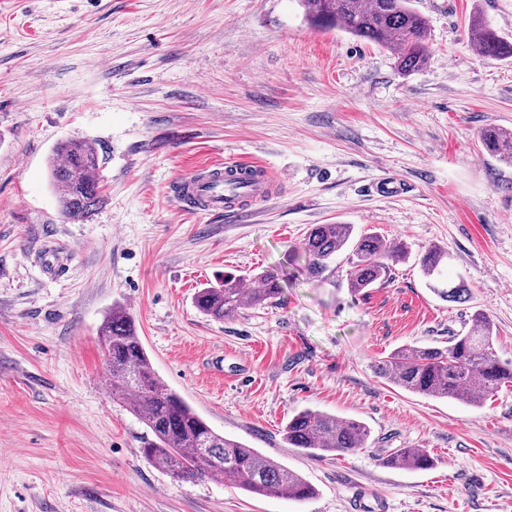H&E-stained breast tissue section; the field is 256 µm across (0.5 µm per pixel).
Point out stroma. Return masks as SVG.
Listing matches in <instances>:
<instances>
[{"label":"stroma","instance_id":"1","mask_svg":"<svg viewBox=\"0 0 512 512\" xmlns=\"http://www.w3.org/2000/svg\"><path fill=\"white\" fill-rule=\"evenodd\" d=\"M431 55L402 74L386 47L317 29L297 0H0V512H512V383L478 406L411 393L375 364L445 346L490 319L512 362V166L481 129L512 130V60L482 57L479 13L512 38V0H414ZM90 141L102 206L66 220L47 177L56 143ZM261 163L271 196L247 217L183 209L172 189L210 162ZM392 177L398 196L370 186ZM315 224L374 230L408 254L352 293L299 272ZM445 249L466 303L427 288L417 259ZM274 273L272 304L198 313L218 274ZM127 308L162 382L219 434L317 490L303 502L205 478L174 480L114 401L98 342ZM364 422L367 448L288 447L292 415ZM422 448L432 469L382 464Z\"/></svg>","mask_w":512,"mask_h":512}]
</instances>
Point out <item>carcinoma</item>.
<instances>
[{
	"label": "carcinoma",
	"instance_id": "carcinoma-1",
	"mask_svg": "<svg viewBox=\"0 0 512 512\" xmlns=\"http://www.w3.org/2000/svg\"><path fill=\"white\" fill-rule=\"evenodd\" d=\"M306 20L317 28L338 27L349 34L391 49L405 72L429 60L427 19L410 7V0H299ZM468 33L481 56L512 59V40L501 36L482 17L474 16ZM483 148L512 165V131L488 127L480 131ZM99 152L91 142L58 143L48 160L49 181L63 217L84 221L103 204L96 170ZM305 272L320 282L336 276V257L345 254L346 280L359 293L391 278L393 265L405 258L404 245L392 246L376 232L354 234L351 224H314L302 242ZM448 252L432 246L419 258L429 288L442 300L464 303L469 288L442 278ZM256 281L259 287H250ZM280 295L277 279L268 274L245 277L226 272L198 289V312L216 321L237 314L244 306L272 304ZM100 347L109 368L112 398L126 404L149 429L152 439L141 453L155 467L182 482L222 477L236 487L266 497L302 501L315 488L298 473L258 450L216 433L176 392L163 385L143 347L133 318L122 306L100 328ZM376 372L409 392L453 398L478 406L485 396L512 382V363H503L493 349L490 319L480 310L471 327L448 339L444 347H410L378 362ZM370 431L356 420L304 409L288 419L283 440L310 455H349L368 447ZM383 464L412 470L433 468L435 459L423 448H399Z\"/></svg>",
	"mask_w": 512,
	"mask_h": 512
}]
</instances>
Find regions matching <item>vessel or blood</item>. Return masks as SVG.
I'll use <instances>...</instances> for the list:
<instances>
[{"mask_svg": "<svg viewBox=\"0 0 512 512\" xmlns=\"http://www.w3.org/2000/svg\"><path fill=\"white\" fill-rule=\"evenodd\" d=\"M248 162L213 163L181 181L180 203L192 211L212 215L246 212L251 202L267 195V183Z\"/></svg>", "mask_w": 512, "mask_h": 512, "instance_id": "vessel-or-blood-1", "label": "vessel or blood"}]
</instances>
